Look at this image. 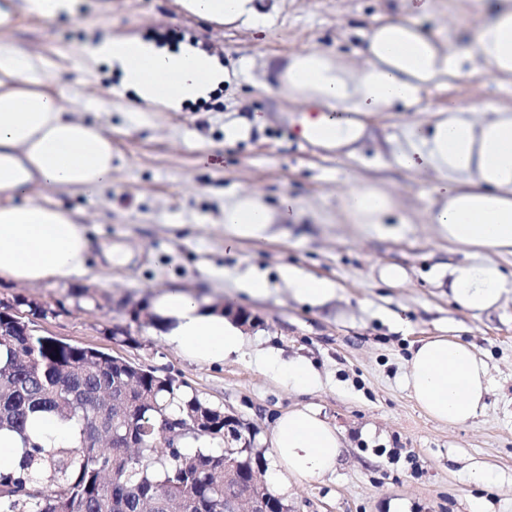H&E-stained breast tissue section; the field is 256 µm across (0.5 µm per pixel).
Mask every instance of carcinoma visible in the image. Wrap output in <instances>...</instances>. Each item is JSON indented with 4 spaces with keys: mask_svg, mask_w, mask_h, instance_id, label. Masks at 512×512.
<instances>
[{
    "mask_svg": "<svg viewBox=\"0 0 512 512\" xmlns=\"http://www.w3.org/2000/svg\"><path fill=\"white\" fill-rule=\"evenodd\" d=\"M71 429L61 441L27 433L31 415ZM184 427L170 448H119L158 440L159 415ZM20 437L11 466L0 467V512H224L257 448L224 446V417L189 385L157 371H136L107 352L51 336L0 335V431ZM237 478L224 481V456Z\"/></svg>",
    "mask_w": 512,
    "mask_h": 512,
    "instance_id": "1",
    "label": "carcinoma"
}]
</instances>
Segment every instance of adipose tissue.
I'll use <instances>...</instances> for the list:
<instances>
[{
    "mask_svg": "<svg viewBox=\"0 0 512 512\" xmlns=\"http://www.w3.org/2000/svg\"><path fill=\"white\" fill-rule=\"evenodd\" d=\"M181 8L224 25L264 20L262 0H178ZM81 0H0V26L16 13L44 19L81 20ZM365 64L349 66L341 54L304 48L290 55L274 76V92L326 114L328 149L357 143L364 119L377 112H403L430 85L464 70L512 79V0H496L490 16L474 28L470 52L461 54L423 32L413 13H401L369 28ZM87 55L106 64L139 105L177 112L206 98L228 81L216 55L194 46L169 49L141 36L115 32L91 39ZM53 73L39 56L0 42V281L35 285L67 282L85 274L91 262V234L77 215L42 201L51 189L95 196L112 187V138L101 125L66 112L51 92ZM414 171L431 170L438 180L426 214L438 235L466 250L470 261L449 266L454 301L472 312L496 306L512 288L492 254H512V109L441 112L430 127L414 128L400 155ZM348 223L365 224L381 235L406 221L389 188L350 181L341 196ZM296 200L286 197L271 210L263 197L239 195L224 207V226L233 236H262L274 220L293 221ZM282 278L293 295L323 302L336 294L333 283L286 267ZM148 309L157 329L192 358L221 362L240 353L243 335L223 314L204 308L184 290L152 297ZM261 367L288 387L310 392L320 379L302 359L267 355ZM405 387L433 419L457 426L486 407L490 379L486 362L471 345L433 336L415 347L407 361ZM270 446L276 479L296 480L335 473L343 435L309 406L280 414Z\"/></svg>",
    "mask_w": 512,
    "mask_h": 512,
    "instance_id": "adipose-tissue-1",
    "label": "adipose tissue"
}]
</instances>
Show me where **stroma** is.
<instances>
[{
  "label": "stroma",
  "instance_id": "obj_1",
  "mask_svg": "<svg viewBox=\"0 0 512 512\" xmlns=\"http://www.w3.org/2000/svg\"><path fill=\"white\" fill-rule=\"evenodd\" d=\"M489 3L434 0L420 26L467 51ZM396 6L264 0L267 20L225 27L184 12L177 0H83L78 24L16 14L0 37L43 55L66 110L111 135L112 189L54 196L93 228L90 271L68 282L1 283L0 302L33 300L45 310L34 322L37 334L154 368L252 423L266 472L274 470L268 438L279 414L319 409L346 447L334 475L277 489L291 512H391L397 501L405 512H512V293L480 313L454 302L448 267L465 254L425 220L434 176L399 161L412 126L451 106L512 105V80L469 74L430 86L406 112L367 117L369 135L351 157L287 135L303 110L264 88L276 65L306 47L361 62L364 31L395 16ZM125 30L172 49L214 51L231 79L183 111L140 113L130 94L117 90V76L84 52L89 35ZM255 112L266 113L265 126L252 125ZM352 178L393 190L408 225L380 236L346 223L340 194ZM251 192L273 208L282 195L299 199L300 221L270 225L263 237H241L226 248L224 205ZM111 250L124 262L107 264ZM390 265L406 272L392 287L380 278ZM288 266L332 281L335 296L321 304L297 300L281 277ZM251 275L267 280V296L246 293ZM170 289L256 315L241 353L221 363L191 359L155 326L131 322L133 306ZM123 327L132 342L113 343V330ZM432 336L473 345L488 364L486 408L471 423L432 419L404 387L412 346ZM270 353L309 361L319 388L299 393L261 371L257 361ZM477 468L487 471V482L471 481Z\"/></svg>",
  "mask_w": 512,
  "mask_h": 512
}]
</instances>
